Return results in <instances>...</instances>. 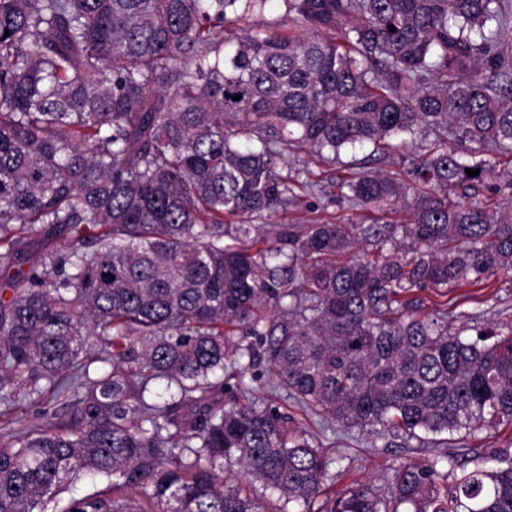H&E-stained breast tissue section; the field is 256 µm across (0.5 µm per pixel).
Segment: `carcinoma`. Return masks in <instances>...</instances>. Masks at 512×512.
<instances>
[{
	"mask_svg": "<svg viewBox=\"0 0 512 512\" xmlns=\"http://www.w3.org/2000/svg\"><path fill=\"white\" fill-rule=\"evenodd\" d=\"M267 2L0 0V405L69 410L0 433V512L84 477L57 512H286L257 484L299 512H512V449L447 451L512 425V324L432 299L512 274V0H282L300 32L234 35ZM363 147L405 174L341 161ZM333 187L367 221H271ZM338 425L432 456L316 508Z\"/></svg>",
	"mask_w": 512,
	"mask_h": 512,
	"instance_id": "1",
	"label": "carcinoma"
}]
</instances>
